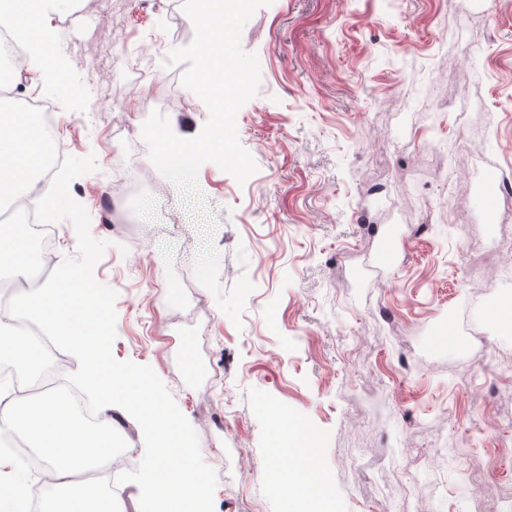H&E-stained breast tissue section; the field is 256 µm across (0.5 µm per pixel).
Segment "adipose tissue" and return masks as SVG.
I'll return each mask as SVG.
<instances>
[{"instance_id":"adipose-tissue-1","label":"adipose tissue","mask_w":512,"mask_h":512,"mask_svg":"<svg viewBox=\"0 0 512 512\" xmlns=\"http://www.w3.org/2000/svg\"><path fill=\"white\" fill-rule=\"evenodd\" d=\"M31 423L35 446L48 464L53 492L44 501L43 512H122L111 496L93 491H75L70 477L96 466L110 455L111 429L84 427L55 394L47 393L35 415H28L22 399L0 393V425L6 428Z\"/></svg>"}]
</instances>
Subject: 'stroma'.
I'll use <instances>...</instances> for the list:
<instances>
[{"label":"stroma","instance_id":"35a3bbf8","mask_svg":"<svg viewBox=\"0 0 512 512\" xmlns=\"http://www.w3.org/2000/svg\"><path fill=\"white\" fill-rule=\"evenodd\" d=\"M98 12L136 40L122 48L85 26ZM43 27L71 85L44 94L57 144L97 159L70 193L108 244L94 277L117 293L112 353L150 366L195 429L219 477L214 512H249L254 498L288 512L280 479L331 494L335 512H403L409 488L422 512H492L512 491V458L486 457L512 422V370L497 385L480 374L512 361V328L494 309L512 305V262L472 286L457 247L500 234L477 202L512 169V0L260 7L241 44L261 82L236 117L257 173L241 184L203 164L192 198L154 171L116 214L101 206L112 129L141 130L152 109L93 119L100 85L77 53L93 37L104 70L153 55L154 86L168 90L186 67L166 59L193 25L181 0H79ZM166 114L182 138L208 118L187 89ZM207 239L222 291L243 276L254 286L242 327L193 278L169 301L148 297L154 276L193 270ZM459 435L472 450L463 465L450 451ZM361 448L373 465L357 478L348 457Z\"/></svg>","mask_w":512,"mask_h":512}]
</instances>
